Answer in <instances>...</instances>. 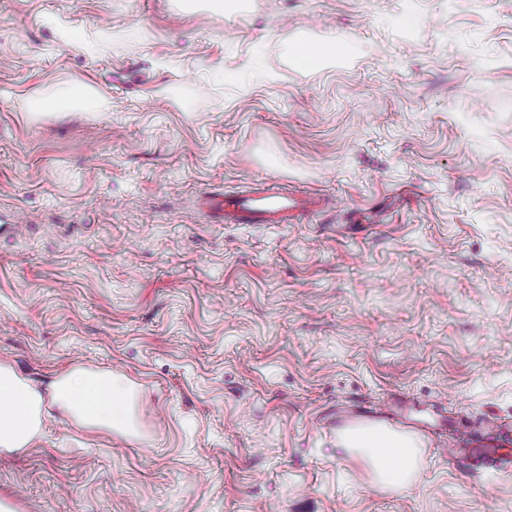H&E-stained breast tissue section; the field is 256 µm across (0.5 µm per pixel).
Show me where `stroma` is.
Masks as SVG:
<instances>
[{"label": "stroma", "instance_id": "35a3bbf8", "mask_svg": "<svg viewBox=\"0 0 512 512\" xmlns=\"http://www.w3.org/2000/svg\"><path fill=\"white\" fill-rule=\"evenodd\" d=\"M63 85L112 108L25 109ZM268 179L338 205H201ZM4 224L0 362L120 373L140 431L49 408L9 512H512L430 426L512 430V0H0ZM399 402L421 465L373 490L335 422ZM336 47L324 41H309L289 50V56L297 64L321 66L335 59ZM328 203L320 195L296 197L274 187H256L210 196L205 205L220 224H296L303 213L321 211Z\"/></svg>", "mask_w": 512, "mask_h": 512}]
</instances>
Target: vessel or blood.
<instances>
[{"label":"vessel or blood","mask_w":512,"mask_h":512,"mask_svg":"<svg viewBox=\"0 0 512 512\" xmlns=\"http://www.w3.org/2000/svg\"><path fill=\"white\" fill-rule=\"evenodd\" d=\"M327 204V198L320 195L296 197L285 191L256 187L210 196L206 208L222 224H293L303 213L323 210ZM453 454L472 472L512 469V454L502 452L491 436L466 433Z\"/></svg>","instance_id":"vessel-or-blood-1"}]
</instances>
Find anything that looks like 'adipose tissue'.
Returning a JSON list of instances; mask_svg holds the SVG:
<instances>
[{"label":"adipose tissue","mask_w":512,"mask_h":512,"mask_svg":"<svg viewBox=\"0 0 512 512\" xmlns=\"http://www.w3.org/2000/svg\"><path fill=\"white\" fill-rule=\"evenodd\" d=\"M62 107L73 112H105L110 102L90 92L62 89L48 98L28 101L32 112ZM57 406L81 426H92L125 436L137 432L131 382L109 370L76 369L54 378L39 391L11 365L0 363V450L29 447L44 428L45 404ZM340 445L362 460L377 489L408 490L418 469L420 442L410 433L380 424L345 431Z\"/></svg>","instance_id":"obj_1"}]
</instances>
